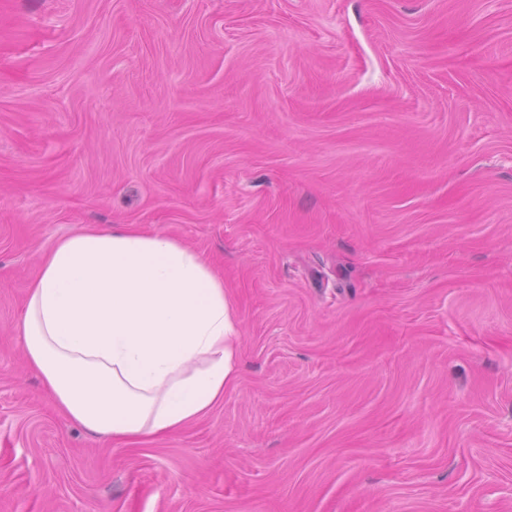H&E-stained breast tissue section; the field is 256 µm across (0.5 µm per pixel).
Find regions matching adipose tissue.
<instances>
[{
	"label": "adipose tissue",
	"instance_id": "1",
	"mask_svg": "<svg viewBox=\"0 0 512 512\" xmlns=\"http://www.w3.org/2000/svg\"><path fill=\"white\" fill-rule=\"evenodd\" d=\"M17 330L56 408L116 442L184 429L238 378L223 277L181 241L130 224L54 240Z\"/></svg>",
	"mask_w": 512,
	"mask_h": 512
}]
</instances>
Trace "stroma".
Returning <instances> with one entry per match:
<instances>
[{"instance_id": "35a3bbf8", "label": "stroma", "mask_w": 512, "mask_h": 512, "mask_svg": "<svg viewBox=\"0 0 512 512\" xmlns=\"http://www.w3.org/2000/svg\"><path fill=\"white\" fill-rule=\"evenodd\" d=\"M91 224L179 239L238 316L169 436L26 365ZM0 512H512V0H0Z\"/></svg>"}]
</instances>
